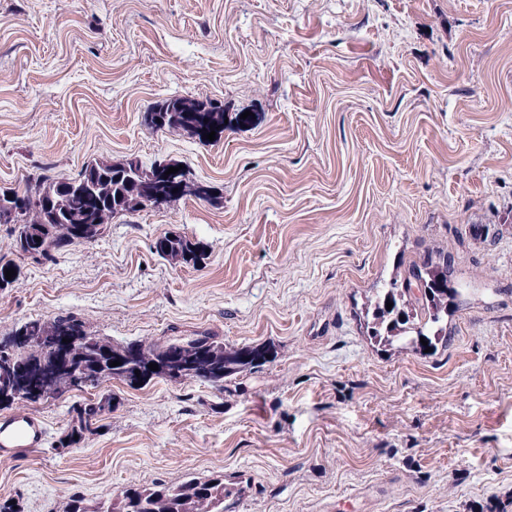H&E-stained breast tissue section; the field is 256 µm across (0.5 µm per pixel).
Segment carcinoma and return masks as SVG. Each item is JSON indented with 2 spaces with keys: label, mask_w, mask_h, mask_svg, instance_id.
I'll list each match as a JSON object with an SVG mask.
<instances>
[{
  "label": "carcinoma",
  "mask_w": 512,
  "mask_h": 512,
  "mask_svg": "<svg viewBox=\"0 0 512 512\" xmlns=\"http://www.w3.org/2000/svg\"><path fill=\"white\" fill-rule=\"evenodd\" d=\"M226 119L238 125L251 122L249 117L241 118L239 112L228 117L224 106L215 102L174 98L146 113L144 124L152 130H182L199 138L214 131L218 139L224 133ZM155 196H164L169 201L178 198L168 182L148 176L136 161H96L71 181L45 178L32 190L0 191V211L13 214L14 251L36 260H51L54 254L73 244L97 239L115 215L140 210L147 199ZM156 252L185 264L197 265L203 259L200 244L181 233L159 239ZM453 264L452 256L440 252L436 258L424 260L421 266L410 265L402 284L393 283L378 296L373 312V338L388 345L402 342L418 347L423 337L433 350L439 343L448 345V299L456 294L455 289L448 287ZM414 279L424 282L418 296L411 290ZM388 302L392 303L390 309L386 308ZM43 333H50L59 341L81 337L66 351L65 363L70 370L97 379L105 376L109 381L121 380L130 386L154 379L145 373L147 364L166 358L177 348L189 357L186 372L179 379L206 382L219 391L224 390V383L268 362L267 355L271 354L266 346L226 348L206 334L184 342L114 344L90 332L74 314L30 319L11 334L0 337V343H4L0 356V408L42 401L33 389L32 375L59 362V354L42 349L39 340ZM113 361L121 365L113 367ZM137 370L141 374H135ZM112 409L110 395L72 406L69 431L59 441V447L78 444ZM245 491L242 478L226 479L222 474L171 485L132 484L115 497L94 503L75 490L69 496L67 512H224V501L237 499Z\"/></svg>",
  "instance_id": "cac0c4a2"
}]
</instances>
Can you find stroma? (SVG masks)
<instances>
[{"instance_id": "1", "label": "stroma", "mask_w": 512, "mask_h": 512, "mask_svg": "<svg viewBox=\"0 0 512 512\" xmlns=\"http://www.w3.org/2000/svg\"><path fill=\"white\" fill-rule=\"evenodd\" d=\"M252 112L154 131L171 98ZM182 166L187 195L0 287V336L76 314L113 343L209 334L272 359L216 390L120 381L21 408L0 503L64 512L126 486L247 480L229 512H512V0H0V189L91 161ZM179 232L207 255L161 258ZM454 256L448 346L391 347L373 307ZM112 395L60 449L73 403ZM44 429L33 419L16 417L0 425V452L37 448L44 440Z\"/></svg>"}]
</instances>
